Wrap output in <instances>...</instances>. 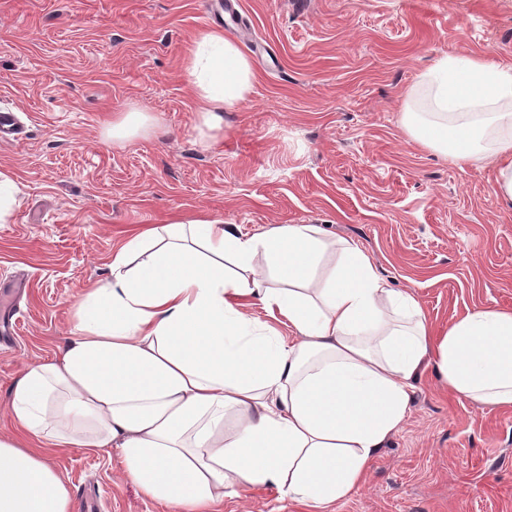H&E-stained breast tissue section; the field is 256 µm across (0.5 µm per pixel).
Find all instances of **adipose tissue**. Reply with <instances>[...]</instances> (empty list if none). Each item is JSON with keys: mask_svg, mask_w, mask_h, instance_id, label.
I'll list each match as a JSON object with an SVG mask.
<instances>
[{"mask_svg": "<svg viewBox=\"0 0 512 512\" xmlns=\"http://www.w3.org/2000/svg\"><path fill=\"white\" fill-rule=\"evenodd\" d=\"M185 71L210 131L255 81L218 29L196 34ZM419 87L428 109L406 111L410 136L466 163L494 155L496 191L512 201V69L445 59ZM327 248L308 224L249 235L207 220L120 246L59 360L27 366L13 386L26 438L0 436V512H73L45 440L118 448L125 475L157 501L197 508L246 485L327 512L363 484L426 368L459 399L512 410V310L478 309L433 336L414 293L390 288L349 242L317 279ZM257 303L294 338L252 319Z\"/></svg>", "mask_w": 512, "mask_h": 512, "instance_id": "obj_1", "label": "adipose tissue"}]
</instances>
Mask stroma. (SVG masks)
I'll return each mask as SVG.
<instances>
[{"mask_svg": "<svg viewBox=\"0 0 512 512\" xmlns=\"http://www.w3.org/2000/svg\"><path fill=\"white\" fill-rule=\"evenodd\" d=\"M211 0H0V110L19 141L0 143L17 200L0 223V435L16 431L10 390L54 361L74 311L143 229L216 219L254 234L312 224L370 256L413 291L435 335L454 317L512 309V202L495 163L466 164L402 125L406 92L439 61L477 56L512 68V0H240L225 28L249 59L253 91L202 138L185 58ZM147 119L125 139L112 121ZM75 512H189L152 500L117 449L47 456ZM207 512H313L245 488ZM329 512H512V411L454 396L433 370L363 487Z\"/></svg>", "mask_w": 512, "mask_h": 512, "instance_id": "stroma-1", "label": "stroma"}]
</instances>
